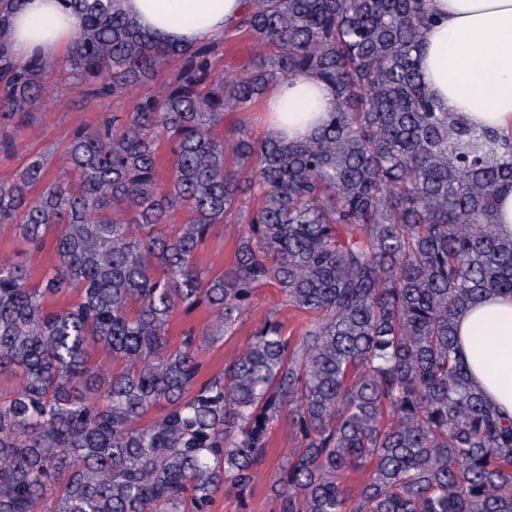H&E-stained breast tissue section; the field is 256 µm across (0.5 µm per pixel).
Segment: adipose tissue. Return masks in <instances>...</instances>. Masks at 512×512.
Segmentation results:
<instances>
[{
    "instance_id": "adipose-tissue-1",
    "label": "adipose tissue",
    "mask_w": 512,
    "mask_h": 512,
    "mask_svg": "<svg viewBox=\"0 0 512 512\" xmlns=\"http://www.w3.org/2000/svg\"><path fill=\"white\" fill-rule=\"evenodd\" d=\"M438 22L423 39L419 69L445 111L475 128L512 137V0H430ZM114 9L164 44L191 49L223 40L244 0H114ZM82 25L64 0H25L11 17L15 62L55 65ZM333 89L312 78L276 88L263 101L271 138L305 140L329 118ZM473 382L512 418V295L492 293L457 321Z\"/></svg>"
}]
</instances>
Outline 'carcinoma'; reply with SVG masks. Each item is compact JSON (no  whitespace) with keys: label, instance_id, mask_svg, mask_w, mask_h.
<instances>
[{"label":"carcinoma","instance_id":"obj_1","mask_svg":"<svg viewBox=\"0 0 512 512\" xmlns=\"http://www.w3.org/2000/svg\"><path fill=\"white\" fill-rule=\"evenodd\" d=\"M70 2L83 25L55 69L13 63L20 0H0V126L53 82L142 92L73 132L60 176L34 155L0 182V224L22 243L0 261V375L19 380L0 394V512H212L251 487L284 418L296 445L271 481L279 512H512V421L471 383L455 334L463 309L512 293L496 208L512 142L450 116L421 79L428 0H249L234 30L264 60L244 75L218 69L216 43L161 44L112 0ZM308 75L336 95L313 137L214 135L226 109ZM233 223L232 267L204 271L199 245ZM49 238L56 262L35 281ZM264 285L308 315L300 336L269 315L204 377L201 352ZM198 308L213 324L171 348L173 314Z\"/></svg>","mask_w":512,"mask_h":512}]
</instances>
